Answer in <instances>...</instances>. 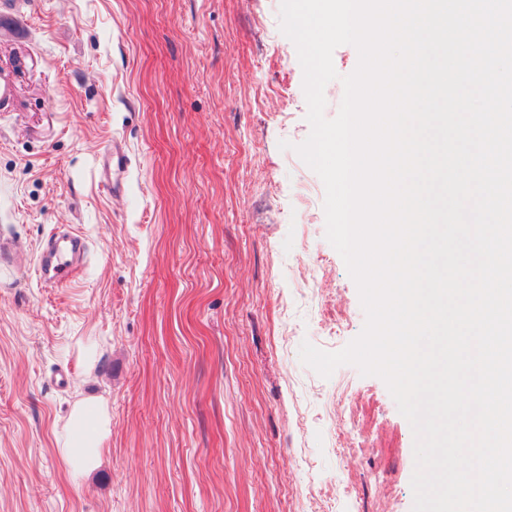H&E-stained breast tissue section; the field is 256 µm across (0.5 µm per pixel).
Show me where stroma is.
Wrapping results in <instances>:
<instances>
[{
    "mask_svg": "<svg viewBox=\"0 0 512 512\" xmlns=\"http://www.w3.org/2000/svg\"><path fill=\"white\" fill-rule=\"evenodd\" d=\"M279 6L0 13V512H304L307 490L339 485L355 500L336 512H413L414 433L384 381L300 359L305 342L344 348L366 316L326 238L323 182L294 150L310 125ZM358 61L334 51L326 117ZM69 233L78 276L40 280ZM85 397L112 434L75 486L56 433Z\"/></svg>",
    "mask_w": 512,
    "mask_h": 512,
    "instance_id": "35a3bbf8",
    "label": "stroma"
}]
</instances>
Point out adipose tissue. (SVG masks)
<instances>
[{
  "label": "adipose tissue",
  "mask_w": 512,
  "mask_h": 512,
  "mask_svg": "<svg viewBox=\"0 0 512 512\" xmlns=\"http://www.w3.org/2000/svg\"><path fill=\"white\" fill-rule=\"evenodd\" d=\"M110 436L111 417L103 402L82 398L72 405L56 453L74 484H81L99 466Z\"/></svg>",
  "instance_id": "obj_1"
}]
</instances>
